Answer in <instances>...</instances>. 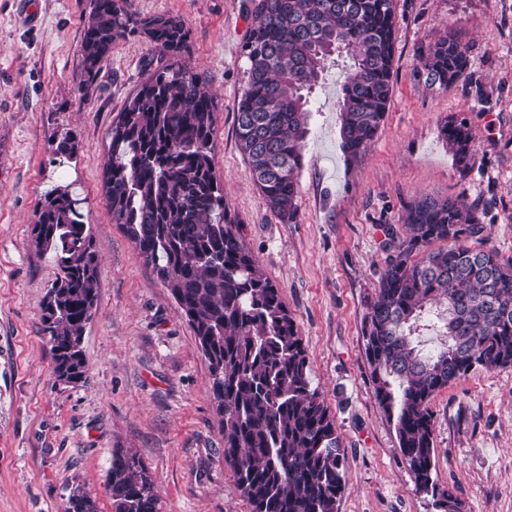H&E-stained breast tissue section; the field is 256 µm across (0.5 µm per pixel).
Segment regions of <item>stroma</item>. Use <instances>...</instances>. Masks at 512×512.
Here are the masks:
<instances>
[{
  "instance_id": "stroma-1",
  "label": "stroma",
  "mask_w": 512,
  "mask_h": 512,
  "mask_svg": "<svg viewBox=\"0 0 512 512\" xmlns=\"http://www.w3.org/2000/svg\"><path fill=\"white\" fill-rule=\"evenodd\" d=\"M140 15L180 18L182 62L215 96L214 161L227 212L280 289L345 452L338 512H435L415 490L392 424L379 407L361 335L366 305L403 233L407 204L462 197L484 225V248L512 261V0H397L394 92L366 154L342 148L339 67L314 93L298 176L299 217L266 207L236 142L246 84L243 46L251 0H133ZM89 0H0V512H63L71 488L112 512V451L147 468L162 512H250L224 463L221 417L192 327L123 227L114 224L103 171L112 121L153 56L141 36L117 41L85 85L81 37ZM457 33L490 108L462 85L442 90L415 75L418 54ZM466 119L477 151L460 172L440 133ZM71 132L73 159L52 151ZM69 186L83 201L99 255L94 317L85 330L86 380L56 382L40 304L58 269L31 241L45 194ZM436 470L466 512H512V368H481L432 401Z\"/></svg>"
}]
</instances>
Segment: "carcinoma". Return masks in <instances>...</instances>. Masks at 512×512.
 I'll list each match as a JSON object with an SVG mask.
<instances>
[{"label": "carcinoma", "mask_w": 512, "mask_h": 512, "mask_svg": "<svg viewBox=\"0 0 512 512\" xmlns=\"http://www.w3.org/2000/svg\"><path fill=\"white\" fill-rule=\"evenodd\" d=\"M395 0H257L244 46L247 83L236 104L238 148L255 186L283 224L297 221L313 88L334 55L346 54L336 100L342 147L362 157L383 125L393 90ZM143 36L158 56L109 131L105 197L191 324L208 363L213 398L224 408V464L251 512H338L345 453L317 389L297 325L279 288L228 220L214 164V96L180 61L188 32L170 15L142 17L129 0H90L81 41L85 85L119 39ZM417 73L448 89L473 84L470 49L449 34L428 45ZM475 85V84H473ZM476 101L492 93L475 85ZM441 133L458 170L471 167L466 121ZM78 150L66 132L54 154ZM407 234L387 228L389 255L362 320L374 397L392 423L416 491L437 512L460 498L436 473L435 395L469 372L512 367V261L466 244L483 231L458 197L423 196L406 208ZM37 251L55 253L59 274L41 303L56 381L86 379L83 336L94 316L99 257L81 200L58 186L39 203L31 227ZM437 341L425 347L428 339ZM106 490L112 512H161L160 497L136 455L116 448ZM64 512H98L75 489Z\"/></svg>", "instance_id": "1"}]
</instances>
